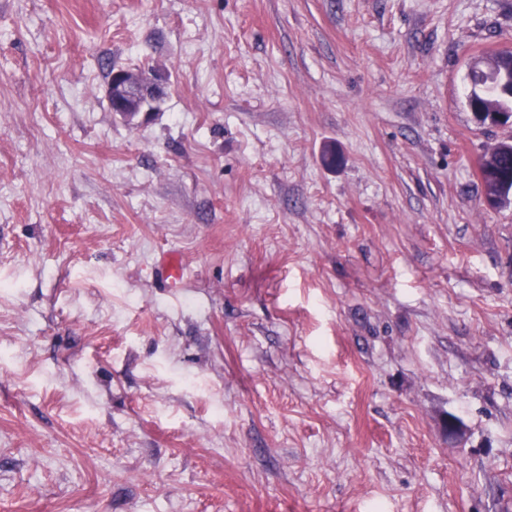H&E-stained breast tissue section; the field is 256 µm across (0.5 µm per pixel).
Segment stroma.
<instances>
[{"label": "stroma", "instance_id": "obj_1", "mask_svg": "<svg viewBox=\"0 0 512 512\" xmlns=\"http://www.w3.org/2000/svg\"><path fill=\"white\" fill-rule=\"evenodd\" d=\"M500 48L512 0H0V512H512ZM471 69L479 70L480 68L474 65L470 68V70ZM469 80L470 83H472L474 86H482L486 88V94L490 98L489 103L494 105L496 109L510 111V113L507 112V114L510 115V120L507 123H504L506 119L504 112L497 113L488 111L484 104L483 94H479L478 96L470 94L467 97V107L471 112H473L477 120L482 123L487 122L491 125L511 124L512 96L510 97L499 93L494 72L489 70L488 73H484L481 69L469 74ZM509 100L511 102L510 105ZM162 76L145 70L112 69L106 85V96L114 112L132 123L146 116L163 97ZM500 150L492 155L488 164L492 167L486 183L480 168V178L486 194L495 193L503 188L512 189V143L501 142Z\"/></svg>", "mask_w": 512, "mask_h": 512}]
</instances>
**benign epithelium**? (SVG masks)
<instances>
[{"label": "benign epithelium", "instance_id": "obj_1", "mask_svg": "<svg viewBox=\"0 0 512 512\" xmlns=\"http://www.w3.org/2000/svg\"><path fill=\"white\" fill-rule=\"evenodd\" d=\"M163 82V77L152 71L114 68L106 85V96L109 103L114 105V111L131 123L140 116H146L163 97ZM467 107L482 123L502 125L506 119L504 113L486 109L482 94L469 95ZM441 427L451 443L460 444L465 440V429L451 416L442 418Z\"/></svg>", "mask_w": 512, "mask_h": 512}]
</instances>
